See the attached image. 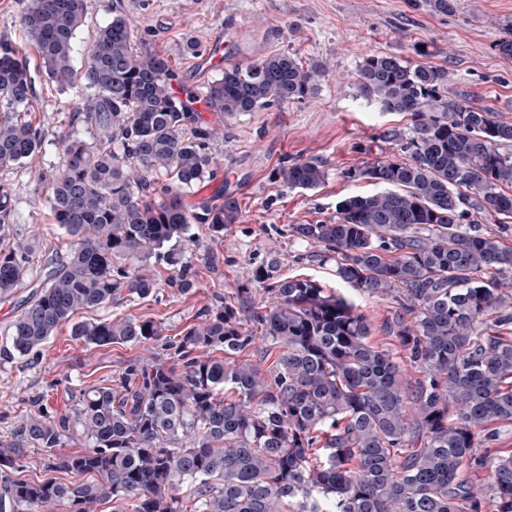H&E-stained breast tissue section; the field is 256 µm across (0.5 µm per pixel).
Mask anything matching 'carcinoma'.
<instances>
[{
	"instance_id": "1",
	"label": "carcinoma",
	"mask_w": 512,
	"mask_h": 512,
	"mask_svg": "<svg viewBox=\"0 0 512 512\" xmlns=\"http://www.w3.org/2000/svg\"><path fill=\"white\" fill-rule=\"evenodd\" d=\"M85 0H26L19 16L46 74L77 79L91 93L73 118L93 142H62L50 187L53 219L72 238L67 261L44 262L45 279L11 322L3 351L24 357L82 310L157 288L150 260L191 225L213 233L239 222L237 200L218 196L190 210L184 190L210 181L219 130L172 93L165 58L135 44L118 15L98 29L85 67L72 66ZM327 65L275 53L230 66L208 84L210 109L231 118L310 98ZM355 84L384 112L409 117L390 138L403 159L365 161L348 172L383 189L338 202L336 216L295 224L293 236L336 265V277L394 310L383 334L407 354L411 377L371 342L355 304L310 279H255L269 294L248 312L266 345L263 367L242 356L253 343L238 309L206 313L176 346L182 366L150 352L154 320L101 318L73 324L88 344L143 347L120 389L80 390L74 411L36 415L16 448L86 447L47 465L76 476L23 480L0 451V512H512V448L480 453L512 424V248L482 220L512 226V123L467 100H448V71L374 54ZM33 79L0 47V168L21 165L42 145L27 119ZM166 175L169 183L157 185ZM314 161L279 170L289 186L315 189ZM36 257L27 240L0 251V297L14 293ZM223 351L216 356L212 351ZM486 472L485 480L469 477ZM186 489L180 497L177 491Z\"/></svg>"
}]
</instances>
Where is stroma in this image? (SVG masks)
Returning a JSON list of instances; mask_svg holds the SVG:
<instances>
[{
    "label": "stroma",
    "instance_id": "obj_1",
    "mask_svg": "<svg viewBox=\"0 0 512 512\" xmlns=\"http://www.w3.org/2000/svg\"><path fill=\"white\" fill-rule=\"evenodd\" d=\"M86 5L85 22L74 36L73 66L78 71L97 29L121 14L135 42L167 59L176 82L196 97L203 96L208 81L191 75L195 50L203 49L216 31L235 24L242 27L241 63L285 51L305 63L324 60L329 73L318 93L302 102L230 119L204 113V120L220 131L211 145L217 176L187 190L183 201L191 207L228 190L242 210L240 223L221 234L195 224L190 239L172 241L193 288L172 285L175 267L154 264L150 270L158 281L156 293L85 312V319L131 316L160 322L164 332L154 351L166 364H175L174 343L199 313L220 310L228 296L252 307L262 305L265 294L255 275L272 265L277 276L308 278L344 295L372 322V342L388 345L379 327L391 309L389 301L360 295L340 281L334 263L313 257L290 229L334 216L345 197L375 192V185L349 179L347 171L365 161L396 157L387 133L410 127L406 115L382 111L359 96L354 74L367 55L411 59L415 45H430L434 53L429 64L448 71L449 100H470L512 122V57L496 49L503 24L512 21V0H458L456 12L448 15L432 13L424 0H86ZM23 6L24 0H0V45L13 48L24 62L36 52L18 22ZM84 93L80 83L38 76L29 110L42 132V147L24 164L0 171V249L33 237L41 255L66 259L70 239L53 222L49 182L61 166L65 139H93L89 126L72 120ZM299 160L325 169L319 187L292 188L279 177L281 167ZM142 356L139 346L85 344L73 337L68 323L27 357L1 355L0 447L13 443L35 413L69 412L79 389L116 386Z\"/></svg>",
    "mask_w": 512,
    "mask_h": 512
}]
</instances>
